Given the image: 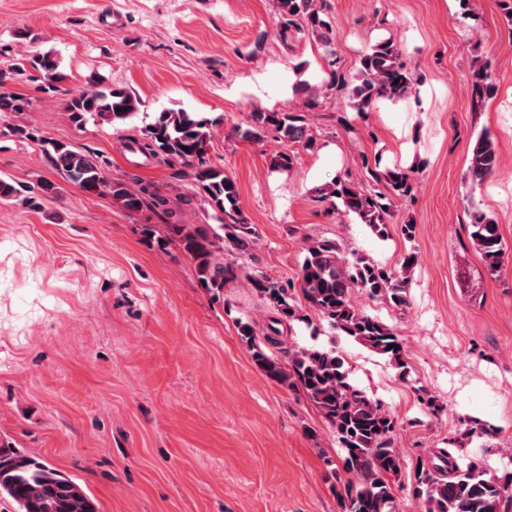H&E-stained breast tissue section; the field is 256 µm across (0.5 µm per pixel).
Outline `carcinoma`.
Segmentation results:
<instances>
[{"label": "carcinoma", "instance_id": "carcinoma-1", "mask_svg": "<svg viewBox=\"0 0 512 512\" xmlns=\"http://www.w3.org/2000/svg\"><path fill=\"white\" fill-rule=\"evenodd\" d=\"M283 38L290 34L317 36L325 53L332 56L335 34L327 13V0H276ZM32 70L44 73L45 90L56 92L65 75L48 54L20 55L13 59L10 74L24 76ZM471 106L477 110L492 97L495 85L489 81L488 65L473 74ZM328 86L349 99L357 112H370L383 100L396 102L414 90L412 74L402 60V48L392 39L373 44L362 58L359 74L349 77L330 70ZM139 101L126 89L95 82L90 88L70 94L66 110L81 125L87 119L115 125L126 122L138 110ZM32 101L20 94L0 92V112L22 114ZM211 121L195 112L166 109L144 131V137L131 141L129 151L178 164L188 169L194 186L181 196L185 206L201 200L212 212L217 225L182 224L171 207L168 193L141 180L128 184L109 177V163L95 155L75 151L65 143L49 142L43 148L51 166L87 194L109 193L129 212L149 210L165 218L179 241L181 250L194 264L197 280L207 292L218 297L238 269L224 262V251L250 253L255 229L247 223L239 205L236 183L213 166L207 146ZM234 135L245 141L271 136L281 142L313 149L316 140L295 112L266 111L256 108L234 126ZM496 143L487 131L477 137L471 150L468 178L482 184L498 167ZM368 184L337 178L316 189L317 198L355 215L378 237L387 236L394 200L412 196L417 168H390L380 156L362 160ZM32 187L0 178V200L20 197L32 201ZM470 237L486 267L496 271L503 256L498 225L481 212L471 213ZM249 279L267 303L268 332L258 340L254 325H239L242 340L252 351L254 363L272 380L302 390L306 398L333 427L344 451L343 468L353 478L336 489L340 512H396L394 483L401 472L400 452L395 448V418L349 380V369L342 353L335 348L298 346L288 349V363L275 357L273 350L284 344L293 323H309L308 315L297 306L290 288L264 276ZM301 293L307 307L339 335L353 340L406 374L404 346L388 325L360 310L352 299L362 290L371 299H382L396 307L407 302L408 278L379 265L374 260L341 255L337 242L315 239L306 246L301 265ZM493 434L482 425L465 428L427 462L419 463L414 499L424 512H500L505 499H512V470L489 476L478 460L461 453L473 437ZM7 495L18 512H98L96 502L72 479L57 469L25 456L12 448H0V495Z\"/></svg>", "mask_w": 512, "mask_h": 512}]
</instances>
